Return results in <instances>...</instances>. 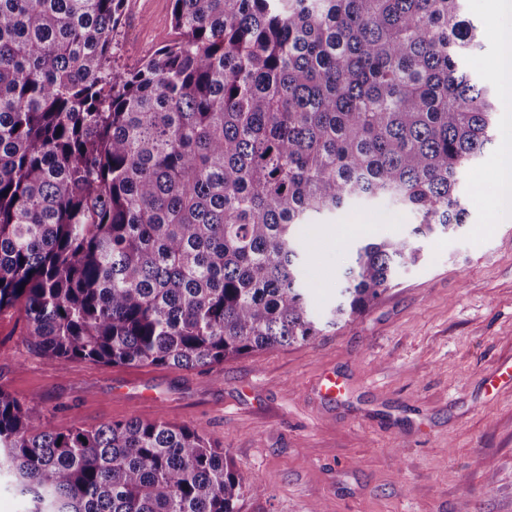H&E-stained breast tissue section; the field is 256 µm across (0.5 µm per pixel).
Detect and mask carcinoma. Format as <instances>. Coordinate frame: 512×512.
Segmentation results:
<instances>
[{
    "label": "carcinoma",
    "instance_id": "carcinoma-1",
    "mask_svg": "<svg viewBox=\"0 0 512 512\" xmlns=\"http://www.w3.org/2000/svg\"><path fill=\"white\" fill-rule=\"evenodd\" d=\"M462 0H172L177 40L112 66L125 0H0V313L62 363L192 370L365 315L466 223L492 142ZM419 217L362 241L314 313L301 226L356 200ZM25 512H236L248 477L185 425L56 432L0 389Z\"/></svg>",
    "mask_w": 512,
    "mask_h": 512
}]
</instances>
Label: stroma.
Wrapping results in <instances>:
<instances>
[{"mask_svg": "<svg viewBox=\"0 0 512 512\" xmlns=\"http://www.w3.org/2000/svg\"><path fill=\"white\" fill-rule=\"evenodd\" d=\"M171 0H126L112 61L133 69L176 33ZM477 20L482 81L496 111L512 102L490 68L499 40L488 0ZM497 143L464 174L465 224L422 241L360 319L314 341L229 360L209 370L55 363L26 340L22 310L0 314V389L35 404L55 430L138 418L188 425L247 474L238 512H512V223L496 220ZM414 214L354 201L307 225V280L316 311L335 300L355 237L408 236ZM345 389L320 392L328 373Z\"/></svg>", "mask_w": 512, "mask_h": 512, "instance_id": "35a3bbf8", "label": "stroma"}]
</instances>
